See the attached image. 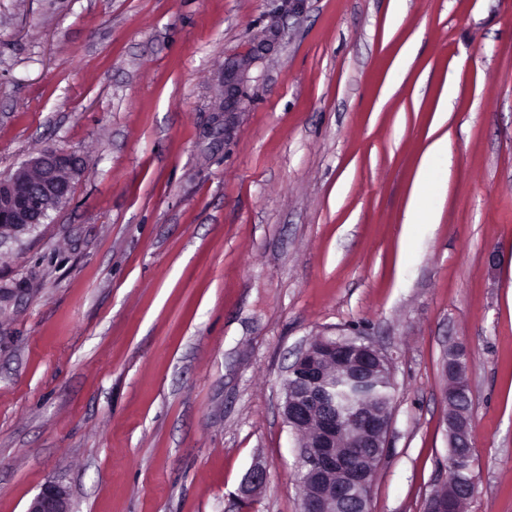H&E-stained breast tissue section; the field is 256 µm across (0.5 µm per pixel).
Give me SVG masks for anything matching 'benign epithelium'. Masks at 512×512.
Masks as SVG:
<instances>
[{
  "instance_id": "7a95c632",
  "label": "benign epithelium",
  "mask_w": 512,
  "mask_h": 512,
  "mask_svg": "<svg viewBox=\"0 0 512 512\" xmlns=\"http://www.w3.org/2000/svg\"><path fill=\"white\" fill-rule=\"evenodd\" d=\"M84 172L83 158L54 147L41 150L14 173L0 175V238L36 227L69 201L74 182ZM468 352L448 351L444 371L448 414V481L427 498L424 512H458V504L476 488L472 472L471 386ZM392 381L389 362L373 346L355 338L320 337L303 348L288 369L283 415L299 437L302 512H369L375 462L383 456L364 453L386 447L390 424L388 398L374 405L373 383ZM348 394L336 401V385ZM267 480L254 465L240 493L252 498ZM26 512H73L66 487L50 481L31 500Z\"/></svg>"
}]
</instances>
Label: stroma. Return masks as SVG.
Instances as JSON below:
<instances>
[{
    "mask_svg": "<svg viewBox=\"0 0 512 512\" xmlns=\"http://www.w3.org/2000/svg\"><path fill=\"white\" fill-rule=\"evenodd\" d=\"M49 145L86 168L0 240V512L51 480L77 512H301L281 404L319 335L391 363L371 512L446 482L456 344L464 512H512V0H0V173ZM447 152L448 133L434 139L423 153L407 204L404 222L407 226L436 223L431 198L441 193L443 179L434 180L433 173ZM468 352L462 347L448 351L444 371L448 379L445 392L448 414V481L427 498L424 512H458V504L469 498L476 488V479L464 478L472 472L468 449L471 448V386L467 375ZM465 402V405L461 403Z\"/></svg>",
    "mask_w": 512,
    "mask_h": 512,
    "instance_id": "obj_1",
    "label": "stroma"
}]
</instances>
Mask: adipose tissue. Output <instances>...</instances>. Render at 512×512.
I'll return each instance as SVG.
<instances>
[{
  "instance_id": "obj_1",
  "label": "adipose tissue",
  "mask_w": 512,
  "mask_h": 512,
  "mask_svg": "<svg viewBox=\"0 0 512 512\" xmlns=\"http://www.w3.org/2000/svg\"><path fill=\"white\" fill-rule=\"evenodd\" d=\"M447 152L448 138L443 135L434 139L423 153L407 204L406 225L435 223L432 198L441 193L443 183L434 179L433 173Z\"/></svg>"
}]
</instances>
